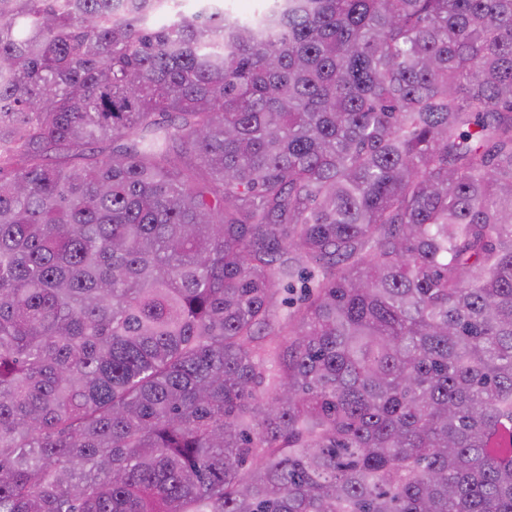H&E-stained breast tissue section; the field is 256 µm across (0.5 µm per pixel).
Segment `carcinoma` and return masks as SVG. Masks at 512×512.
<instances>
[{
  "mask_svg": "<svg viewBox=\"0 0 512 512\" xmlns=\"http://www.w3.org/2000/svg\"><path fill=\"white\" fill-rule=\"evenodd\" d=\"M217 2L0 0V512H512V0Z\"/></svg>",
  "mask_w": 512,
  "mask_h": 512,
  "instance_id": "cac0c4a2",
  "label": "carcinoma"
}]
</instances>
